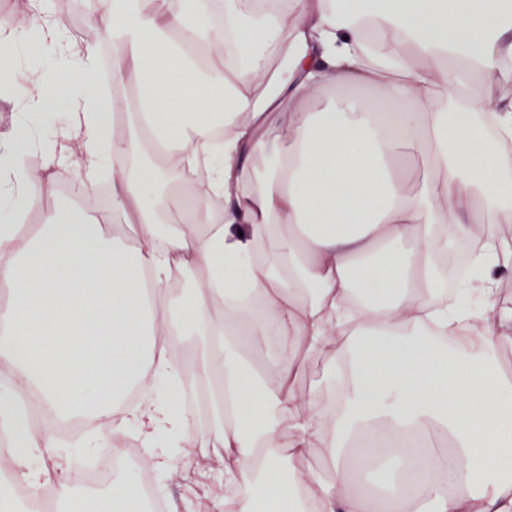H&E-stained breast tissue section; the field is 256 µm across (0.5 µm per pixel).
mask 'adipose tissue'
<instances>
[{
	"label": "adipose tissue",
	"mask_w": 512,
	"mask_h": 512,
	"mask_svg": "<svg viewBox=\"0 0 512 512\" xmlns=\"http://www.w3.org/2000/svg\"><path fill=\"white\" fill-rule=\"evenodd\" d=\"M91 4L78 45L61 20L30 12L34 64L10 84L27 139L0 141V444L13 478L53 481L66 512H94L68 456L49 455L56 441L33 427L35 410L57 424L136 426L146 464L172 473L176 455L157 443L184 441L195 413L157 386L179 385L174 351L196 322L208 336L199 372L223 387L215 427L194 444L225 456L236 489L207 493L210 512H306L309 500L365 512L360 472L387 485V512H512V378L488 352L512 334V308L495 303L512 242L477 215L512 223V158L500 148L512 100L497 80L512 70V0H286L262 13L220 0L214 20L197 0ZM108 37L119 42L109 98L96 79ZM331 87L347 93L306 110ZM59 99L73 119L34 142L32 118ZM283 120L286 136L270 137ZM422 148L430 171L416 181L400 160ZM257 156L273 160L261 174ZM107 157L112 221L130 227L134 249L83 208L60 207L32 233L19 225L53 192V167L90 180ZM200 171L207 188L188 224L171 189ZM464 237L482 241L476 313L433 301L438 259ZM195 267L206 278L170 297L172 275ZM356 285L368 300L355 306ZM427 325L451 351L423 336ZM347 336L360 339L357 369L326 431L299 379L311 358L343 359ZM131 387L139 401L122 406ZM314 448L322 473L283 478Z\"/></svg>",
	"instance_id": "obj_1"
}]
</instances>
